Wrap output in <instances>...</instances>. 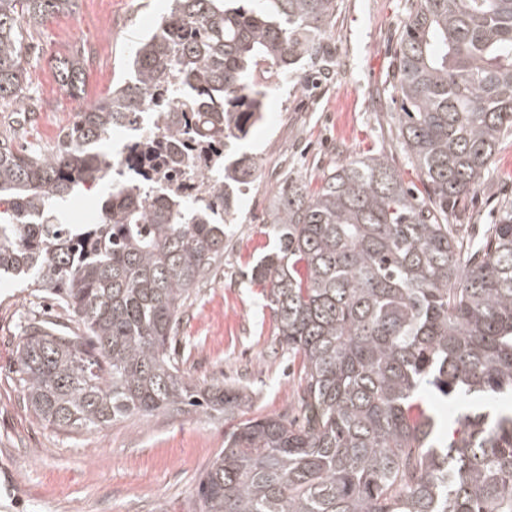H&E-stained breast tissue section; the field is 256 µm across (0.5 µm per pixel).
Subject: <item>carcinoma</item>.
<instances>
[{
  "label": "carcinoma",
  "mask_w": 512,
  "mask_h": 512,
  "mask_svg": "<svg viewBox=\"0 0 512 512\" xmlns=\"http://www.w3.org/2000/svg\"><path fill=\"white\" fill-rule=\"evenodd\" d=\"M76 0H0V106L24 99V26ZM336 0H171L130 77L56 147L0 139V277L57 295L81 333L28 325L16 356L27 408L65 432L130 416L224 417L198 482L201 512H512V200L468 255L449 216L512 131V0H409L397 49L398 138L424 187L383 156L350 158L277 194L275 250L252 269L281 347L301 359L297 424L244 417L242 389L171 356L179 315L224 257V223L257 164L238 151L264 100L321 41ZM84 64L59 84L82 92ZM134 128L119 164L98 149ZM207 189L184 196L194 174ZM105 224L57 223L97 185ZM426 390L458 416L431 409Z\"/></svg>",
  "instance_id": "obj_1"
}]
</instances>
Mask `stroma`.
I'll use <instances>...</instances> for the list:
<instances>
[{
    "mask_svg": "<svg viewBox=\"0 0 512 512\" xmlns=\"http://www.w3.org/2000/svg\"><path fill=\"white\" fill-rule=\"evenodd\" d=\"M166 0H77L31 30L26 68L41 108L16 123L24 104L0 112V130L14 126L17 144L57 145L76 115L104 98L123 73L138 39L166 10ZM407 0H337L323 50L326 79H289L265 101V117L243 145L258 178L242 192L224 256L187 302L175 353L191 377L246 388L247 416L300 415L299 360L281 350L262 287L250 268L272 247L273 196L288 180L317 186L346 159L384 154L403 180L417 183L397 138V95L391 85L395 46ZM86 58L82 95L64 92L60 61ZM512 200V134L505 136L483 184L466 202L464 244L479 242L494 223L498 201ZM48 320L74 327L57 301L13 280H0V469L18 488L11 501L0 484V512H200L199 476L224 446V420L208 415L131 416L92 432L54 429L28 411L16 382L22 329Z\"/></svg>",
    "mask_w": 512,
    "mask_h": 512,
    "instance_id": "obj_1",
    "label": "stroma"
}]
</instances>
